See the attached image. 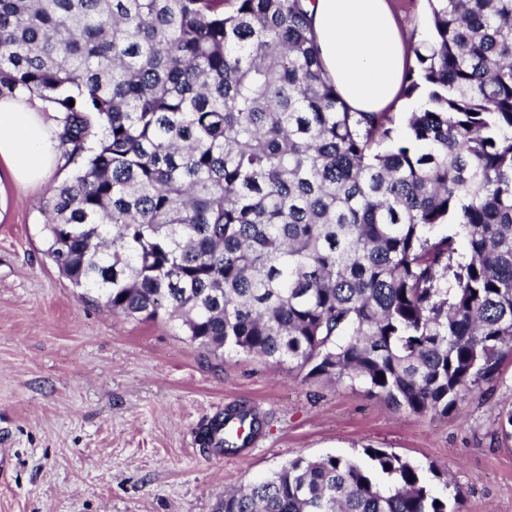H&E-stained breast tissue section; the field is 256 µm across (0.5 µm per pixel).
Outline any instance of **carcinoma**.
I'll return each instance as SVG.
<instances>
[{
    "mask_svg": "<svg viewBox=\"0 0 512 512\" xmlns=\"http://www.w3.org/2000/svg\"><path fill=\"white\" fill-rule=\"evenodd\" d=\"M227 2L0 0V97L61 114L76 165L42 204L48 256L213 354L448 414L512 356V0H428L403 136L392 112L348 110L307 0ZM230 419L264 425L231 404L202 447L246 450ZM364 455L291 459L220 510L459 512V486Z\"/></svg>",
    "mask_w": 512,
    "mask_h": 512,
    "instance_id": "obj_1",
    "label": "carcinoma"
}]
</instances>
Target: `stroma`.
<instances>
[{
	"label": "stroma",
	"instance_id": "35a3bbf8",
	"mask_svg": "<svg viewBox=\"0 0 512 512\" xmlns=\"http://www.w3.org/2000/svg\"><path fill=\"white\" fill-rule=\"evenodd\" d=\"M46 186L0 193V512H219L225 492L302 456L380 448L453 479L463 512H512V358L448 415L413 414L363 388L217 357L161 320L112 314L46 253ZM245 402L265 419L259 444L225 458L201 424Z\"/></svg>",
	"mask_w": 512,
	"mask_h": 512
}]
</instances>
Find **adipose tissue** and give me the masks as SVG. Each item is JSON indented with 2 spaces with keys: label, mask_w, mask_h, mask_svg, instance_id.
I'll return each instance as SVG.
<instances>
[{
  "label": "adipose tissue",
  "mask_w": 512,
  "mask_h": 512,
  "mask_svg": "<svg viewBox=\"0 0 512 512\" xmlns=\"http://www.w3.org/2000/svg\"><path fill=\"white\" fill-rule=\"evenodd\" d=\"M320 56L354 112H388L400 102L407 44L390 0H310ZM59 126L38 98L0 99V177L28 188L56 168Z\"/></svg>",
  "instance_id": "1"
}]
</instances>
